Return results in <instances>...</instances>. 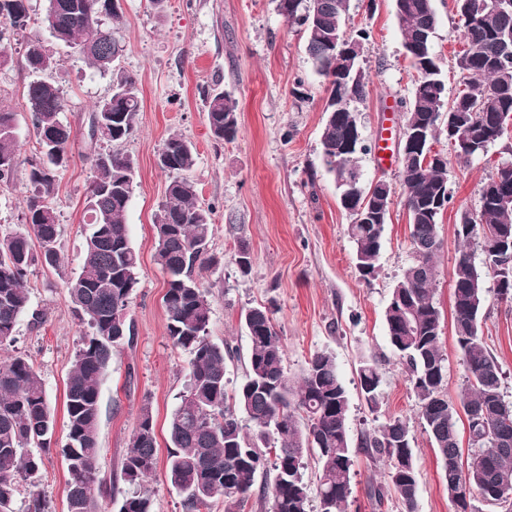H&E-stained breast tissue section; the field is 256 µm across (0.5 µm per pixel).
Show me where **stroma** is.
<instances>
[{"label":"stroma","mask_w":512,"mask_h":512,"mask_svg":"<svg viewBox=\"0 0 512 512\" xmlns=\"http://www.w3.org/2000/svg\"><path fill=\"white\" fill-rule=\"evenodd\" d=\"M435 5L433 46L452 94L460 80L454 61L462 43L453 0H435ZM121 11L118 35L124 52L119 66L135 77L141 94L138 129L120 147L135 171L127 223L139 256L140 282L128 312L135 327L134 345L114 353L101 382V476L118 479L120 460L146 402L155 419L158 458L166 460L167 423L187 383L189 356L167 335L162 301L167 276L154 260V220L170 180L158 166V153L177 133L196 148L189 177L214 224L210 251L219 263L204 272L202 281L212 288L209 339L229 343L240 355L227 367L230 384H239L245 375V311L260 304L271 307L289 375H300L314 354L332 352L350 398L351 437L396 416L408 419L420 473L418 512H454L448 481L419 418L406 368L387 339L384 320L392 290L413 259L409 214L398 191V153L401 104L411 98L415 72L404 54L394 0H350L347 20L368 34L360 58L367 95L350 104L368 146L357 156L360 182L367 188L382 179L396 189L377 268L368 278L357 271L355 245L348 234L351 216L340 206L336 184L322 160L327 82L305 51L303 31L280 14L277 0H166L160 11L150 8L147 0H122ZM34 38L47 42L57 60L51 77L63 90L61 118L72 129L68 166L54 198L63 269L32 267L31 306L44 313L45 321L36 329L21 319L15 343L0 350V359L27 354L41 374L57 424L55 447L44 460L37 489L46 497L49 512H66L68 473L59 452L66 441L65 378L83 329L69 303L63 275L78 271L82 264L91 176L89 116L94 103L109 95L111 76L51 42L40 28L11 35L8 57L0 61V105L16 114L24 158L31 160L36 154L24 98L29 74L23 62L25 45ZM215 88L238 103V131L229 142L209 133L204 94ZM509 157L512 136L467 161L448 157L453 199L438 226L442 248L434 300L442 313L441 343L452 398L464 376L451 311L450 272L460 250L455 226L461 212L477 209L482 185ZM241 245L250 253L251 269L246 273L233 259ZM484 295L482 333L502 368V392L510 402L512 301L498 298L490 276L484 279ZM372 360L379 363L383 380L380 403L373 410L359 395L357 375L360 364ZM384 479L382 464L359 457L345 512H400L396 496H388L379 506L367 496L369 482Z\"/></svg>","instance_id":"stroma-1"}]
</instances>
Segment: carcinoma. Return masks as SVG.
Listing matches in <instances>:
<instances>
[{
  "mask_svg": "<svg viewBox=\"0 0 512 512\" xmlns=\"http://www.w3.org/2000/svg\"><path fill=\"white\" fill-rule=\"evenodd\" d=\"M56 8L39 17L30 14L28 0H0V27L23 32L31 26L49 30L67 48L81 46L88 64L112 72V91L127 97L112 110L113 97L95 105L92 115L110 120L100 137L89 131L95 147L129 140L137 131L141 109L137 81L117 68L122 46L112 26L119 12L104 13L100 0H55ZM287 21L302 28L306 51L319 74L328 79L329 102L321 134L326 171L340 189V203L352 211L360 199L347 180L359 176L355 155L336 152L357 126L349 104L366 95L367 82L358 62L365 31L346 27L349 0H291ZM464 49L455 66L462 89L447 96L432 35L438 24L433 0H396V18L403 45L416 78L411 99L404 103L403 127L431 129L423 150L403 146L400 185L410 216L413 260L393 288L385 311L389 343L409 370V382L418 401L419 418L433 441L436 457L450 474L448 500L454 512H475L474 498L487 507L512 512V402L501 391V368L481 334L484 303L482 273L467 247L482 238L487 226L512 238V158L504 160L494 177L480 189L479 206L464 211L456 224L462 245L450 278L453 288V328L462 354L465 380L456 398L447 395L448 363L440 334L441 312L434 301L439 275L438 224L445 213L441 202H451L448 160L427 158L426 151L443 134L439 115L448 113L454 138L476 134L490 146L502 139V117L512 115V0H454ZM24 64L31 76L25 101L35 132L39 162L30 163L25 223L17 230H0V347L15 342L21 318L31 315L35 327L44 313L31 310L27 275L38 263L61 268V233L51 202L55 185L66 169L70 135L44 151L43 136L63 124V91L47 73L56 64L40 40L27 43ZM211 134L231 141L238 127L237 102L222 90L207 93ZM15 113L0 107V187L15 183L21 165V147ZM160 168L172 174L165 201L154 224L155 261L168 275L163 304L168 336L174 347L190 354L186 390L169 421L171 450L166 478L183 495V512H211L212 503L224 501V512H241L254 494L270 501V512H310L307 460L318 469L319 512H344L351 494L357 456L381 462L387 481L371 487L370 497L382 505L394 493L402 512H417L419 472L411 445L409 423L400 417L364 431L352 446L348 425L349 400L336 358L316 353L302 373L292 379L272 310L259 305L244 315L250 349L244 380L228 389L227 362L238 358L229 343L207 337L211 307L210 287L199 273L218 264L209 251L210 210L198 203L195 184L186 176L195 165L191 142L169 137L160 150ZM86 211L84 257L79 272L66 279L69 300L85 328L74 354L65 385L67 442L62 455L68 465L66 512H153L150 480L157 468V436L150 403L139 410L127 449L120 462L122 480L131 487L115 498L112 482L99 476L100 385L123 346H132L134 325L127 310L139 283V258L130 243L126 214L133 190L134 166L117 149L93 150ZM127 171L118 182L115 173ZM473 225L467 231L464 225ZM356 246V266L363 277L376 268L385 224L348 226ZM489 261L501 267L497 295L512 300V261L493 254ZM360 392L368 407L379 405L382 375L374 362L358 369ZM465 415L481 457H464L457 428ZM250 428H245L243 422ZM55 419L43 380L25 354L0 361V512H14V494L20 482L35 477L44 458L31 449L50 451Z\"/></svg>",
  "mask_w": 512,
  "mask_h": 512,
  "instance_id": "obj_1",
  "label": "carcinoma"
}]
</instances>
